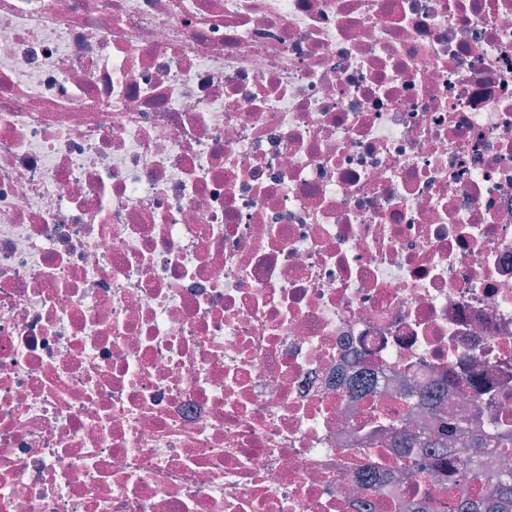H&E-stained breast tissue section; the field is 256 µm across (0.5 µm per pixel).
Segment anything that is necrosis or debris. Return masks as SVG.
Here are the masks:
<instances>
[{"label": "necrosis or debris", "instance_id": "obj_1", "mask_svg": "<svg viewBox=\"0 0 512 512\" xmlns=\"http://www.w3.org/2000/svg\"><path fill=\"white\" fill-rule=\"evenodd\" d=\"M432 396L512 426V0H0V512H437Z\"/></svg>", "mask_w": 512, "mask_h": 512}]
</instances>
